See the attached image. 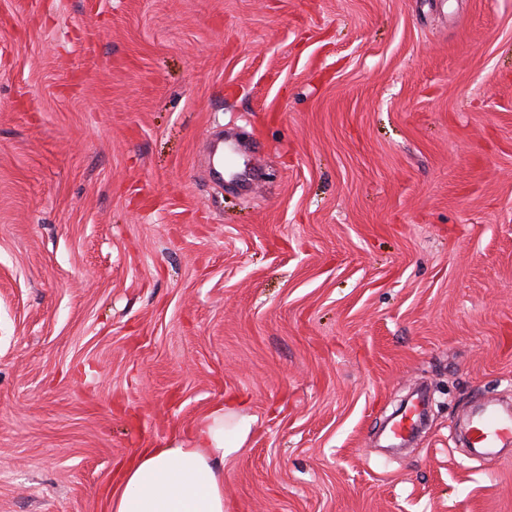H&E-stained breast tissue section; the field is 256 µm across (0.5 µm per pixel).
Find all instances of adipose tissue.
Returning <instances> with one entry per match:
<instances>
[{
	"instance_id": "ef3b65f1",
	"label": "adipose tissue",
	"mask_w": 512,
	"mask_h": 512,
	"mask_svg": "<svg viewBox=\"0 0 512 512\" xmlns=\"http://www.w3.org/2000/svg\"><path fill=\"white\" fill-rule=\"evenodd\" d=\"M253 424L219 405L187 440L142 449L122 466L108 512H226L224 461L239 452Z\"/></svg>"
}]
</instances>
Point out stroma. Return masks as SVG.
<instances>
[{
    "label": "stroma",
    "mask_w": 512,
    "mask_h": 512,
    "mask_svg": "<svg viewBox=\"0 0 512 512\" xmlns=\"http://www.w3.org/2000/svg\"><path fill=\"white\" fill-rule=\"evenodd\" d=\"M228 399L232 512H512V0H0V512ZM472 432L475 447L497 448L504 438L512 437V414L501 415L484 409L473 420Z\"/></svg>",
    "instance_id": "obj_1"
}]
</instances>
